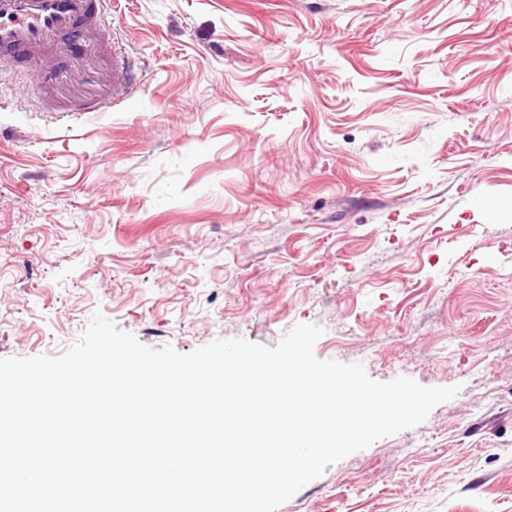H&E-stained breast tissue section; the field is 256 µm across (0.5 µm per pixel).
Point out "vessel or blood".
Masks as SVG:
<instances>
[{"label":"vessel or blood","instance_id":"1","mask_svg":"<svg viewBox=\"0 0 512 512\" xmlns=\"http://www.w3.org/2000/svg\"><path fill=\"white\" fill-rule=\"evenodd\" d=\"M109 0H0V61L19 53L53 56L92 34Z\"/></svg>","mask_w":512,"mask_h":512}]
</instances>
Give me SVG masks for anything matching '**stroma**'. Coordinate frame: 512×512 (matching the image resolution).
Returning a JSON list of instances; mask_svg holds the SVG:
<instances>
[{"instance_id": "stroma-1", "label": "stroma", "mask_w": 512, "mask_h": 512, "mask_svg": "<svg viewBox=\"0 0 512 512\" xmlns=\"http://www.w3.org/2000/svg\"><path fill=\"white\" fill-rule=\"evenodd\" d=\"M0 68V358L102 314L187 353L324 330L458 387L279 512H512V0H112ZM136 87L112 90V59Z\"/></svg>"}]
</instances>
